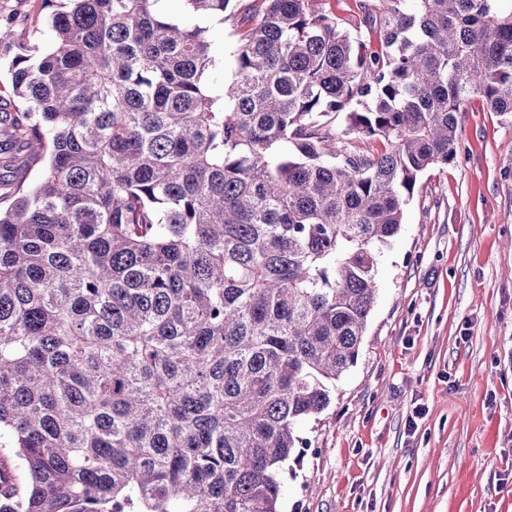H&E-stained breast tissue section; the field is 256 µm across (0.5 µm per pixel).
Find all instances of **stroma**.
Masks as SVG:
<instances>
[{
  "label": "stroma",
  "instance_id": "stroma-1",
  "mask_svg": "<svg viewBox=\"0 0 512 512\" xmlns=\"http://www.w3.org/2000/svg\"><path fill=\"white\" fill-rule=\"evenodd\" d=\"M319 5L369 38L365 16L387 2ZM157 7L206 25L222 88L232 28L182 0ZM51 12L0 0V27L48 46ZM375 282L358 361L280 473L281 512H512V121L467 104L456 160L418 181Z\"/></svg>",
  "mask_w": 512,
  "mask_h": 512
}]
</instances>
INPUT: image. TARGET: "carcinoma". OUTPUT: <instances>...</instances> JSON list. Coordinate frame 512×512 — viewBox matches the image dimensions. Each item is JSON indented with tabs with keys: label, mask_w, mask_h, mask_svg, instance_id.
<instances>
[{
	"label": "carcinoma",
	"mask_w": 512,
	"mask_h": 512,
	"mask_svg": "<svg viewBox=\"0 0 512 512\" xmlns=\"http://www.w3.org/2000/svg\"><path fill=\"white\" fill-rule=\"evenodd\" d=\"M157 2L63 0L9 64L0 512H280L418 180L471 99L512 119L507 0H390L376 48L317 0H185L234 27L219 93Z\"/></svg>",
	"instance_id": "carcinoma-1"
}]
</instances>
